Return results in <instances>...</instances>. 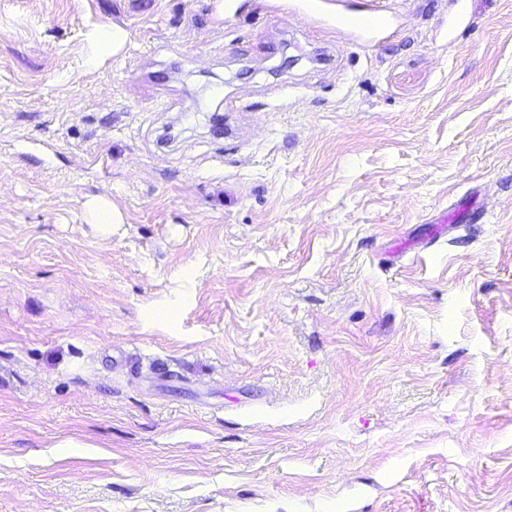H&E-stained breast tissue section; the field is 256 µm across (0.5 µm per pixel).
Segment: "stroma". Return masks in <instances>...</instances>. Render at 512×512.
I'll return each instance as SVG.
<instances>
[{
	"mask_svg": "<svg viewBox=\"0 0 512 512\" xmlns=\"http://www.w3.org/2000/svg\"><path fill=\"white\" fill-rule=\"evenodd\" d=\"M369 1L0 0V512H512V0ZM337 26L351 40L371 41L375 35L385 30L384 22L371 16L338 18ZM84 208L87 223L95 224L102 235H112L113 228L123 224L121 214L108 197H92L86 201Z\"/></svg>",
	"mask_w": 512,
	"mask_h": 512,
	"instance_id": "obj_1",
	"label": "stroma"
}]
</instances>
